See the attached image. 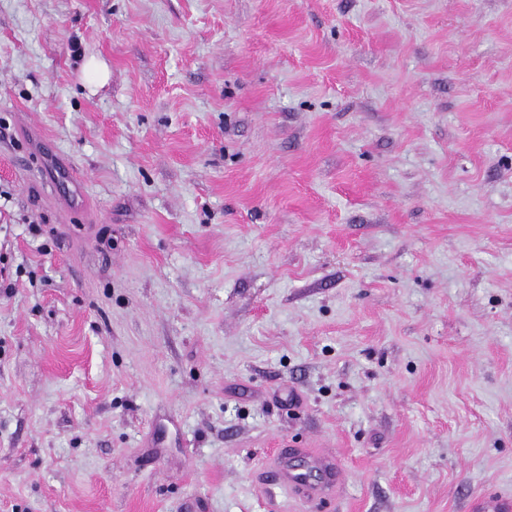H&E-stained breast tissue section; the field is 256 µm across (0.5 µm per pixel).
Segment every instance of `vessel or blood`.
<instances>
[{
    "mask_svg": "<svg viewBox=\"0 0 512 512\" xmlns=\"http://www.w3.org/2000/svg\"><path fill=\"white\" fill-rule=\"evenodd\" d=\"M343 471L337 460L305 449L294 453L281 450L269 461L265 481L286 489L314 504L330 495L341 481Z\"/></svg>",
    "mask_w": 512,
    "mask_h": 512,
    "instance_id": "1",
    "label": "vessel or blood"
}]
</instances>
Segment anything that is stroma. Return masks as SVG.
Listing matches in <instances>:
<instances>
[{"label":"stroma","mask_w":512,"mask_h":512,"mask_svg":"<svg viewBox=\"0 0 512 512\" xmlns=\"http://www.w3.org/2000/svg\"><path fill=\"white\" fill-rule=\"evenodd\" d=\"M280 448L334 455L335 497L261 483ZM489 492L512 0H0V512Z\"/></svg>","instance_id":"1"}]
</instances>
